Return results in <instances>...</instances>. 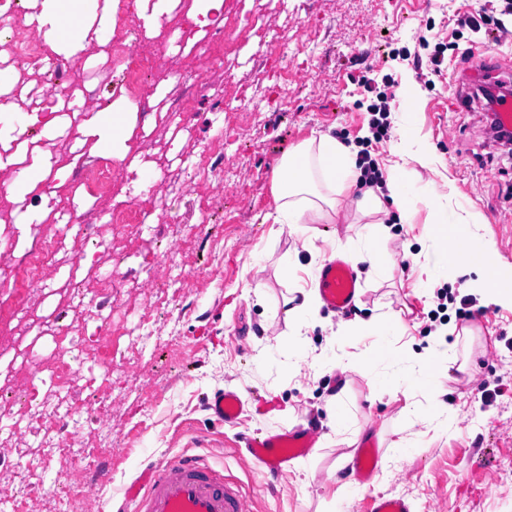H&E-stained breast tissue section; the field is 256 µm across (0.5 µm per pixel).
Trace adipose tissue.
Wrapping results in <instances>:
<instances>
[{"label": "adipose tissue", "mask_w": 512, "mask_h": 512, "mask_svg": "<svg viewBox=\"0 0 512 512\" xmlns=\"http://www.w3.org/2000/svg\"><path fill=\"white\" fill-rule=\"evenodd\" d=\"M390 152L396 161L386 168L384 187H367L360 181L361 172L350 147L328 136L320 137L317 146L301 145L277 167L273 184L275 206L267 213V220L293 232L312 217L334 220L346 199L361 194L359 213L366 225L355 256L369 262L372 274H383L387 263L375 252L373 244L390 234L382 216L384 207L392 205L399 223L404 224L412 204L398 178L399 162L411 159L427 168L432 165L426 151L412 150L405 141L392 143Z\"/></svg>", "instance_id": "1"}]
</instances>
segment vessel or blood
<instances>
[{"instance_id": "vessel-or-blood-1", "label": "vessel or blood", "mask_w": 512, "mask_h": 512, "mask_svg": "<svg viewBox=\"0 0 512 512\" xmlns=\"http://www.w3.org/2000/svg\"><path fill=\"white\" fill-rule=\"evenodd\" d=\"M490 126L512 131L511 98L496 102L490 114ZM317 287L328 310L349 309L358 291L352 261L344 257L326 261L318 273ZM206 407L215 420L232 424L242 412V401L236 392L224 390L207 399ZM314 437L313 429L298 425L249 437L246 443L267 475L276 477L291 461L311 452ZM379 460L378 442L362 443L361 454L355 461L359 483L372 479ZM118 512H249V509L238 486L209 463L207 453L200 452L163 461H144L138 477L127 488Z\"/></svg>"}]
</instances>
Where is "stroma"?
Instances as JSON below:
<instances>
[{
    "instance_id": "35a3bbf8",
    "label": "stroma",
    "mask_w": 512,
    "mask_h": 512,
    "mask_svg": "<svg viewBox=\"0 0 512 512\" xmlns=\"http://www.w3.org/2000/svg\"><path fill=\"white\" fill-rule=\"evenodd\" d=\"M60 0L64 47L43 53L38 64L10 68V83L43 85L59 59L84 63L67 83L66 97L82 108L59 109L58 138L29 134L0 144V272L9 270L27 246L31 225L19 224L26 198L36 201L41 223L65 234L67 263L45 272L46 287L31 292L27 313L0 323V414L14 410V397L36 385L54 357L50 331L72 326L69 350L75 371L112 374V404L80 391L76 418L48 411L53 430L71 433L75 449L95 448L90 467L110 465L96 486L56 492L48 512H116L145 459L191 454L205 446L212 461L235 480L255 512H359L368 494L407 499L413 512L437 506L443 512H512V487L502 496L487 491V478L512 462V299L490 301L499 279L512 276V148L485 136L487 108L471 96L466 73L477 54L493 44L494 82H512V15L503 0H222L224 44L211 46L194 22L206 0H136L132 22L144 28L138 49L155 52L157 66L146 83L145 111L125 104L119 71L106 68L111 43L98 40L103 16L117 13L116 0ZM156 15L153 25L144 16ZM277 30V50L259 68L255 35L262 21ZM445 44L441 74H419L415 56L429 57ZM327 73L323 90L303 76ZM224 92L228 108L255 111V125L224 132V177L234 194L198 222L205 246L167 251L162 214L180 212L175 191L184 161L211 138L217 116L199 97L181 121L170 120L174 87L198 79ZM94 87L96 102L84 104ZM415 112H408L406 88ZM391 94L392 111L407 112V124L391 122L385 140L371 151L387 164L390 143L412 137L444 165L451 201L468 204L479 217L472 225V261L451 252L428 256V239H446L448 226L435 222L425 202H415L410 221L396 225L375 250L388 261L384 278L356 263L361 293L349 318L385 317L370 336H342L340 314L320 309L304 327L288 324L284 302L291 289L312 287L330 257L353 255L363 233L353 205L335 222L303 225L315 249L302 250L295 236L264 223L274 208L272 182L283 156L326 134L348 146L368 136V107L378 93ZM117 122L122 130L112 194L100 199L76 189L75 167L105 156L97 126ZM31 174L25 192L13 183ZM137 189L144 221L112 229L114 208ZM95 213L90 234L65 231L73 205ZM169 256L174 277L218 270L204 290L183 304H165L144 287L148 272L141 251ZM119 283L112 295L115 326L149 318L153 334L143 348L121 337L116 355L97 341V324L73 296L74 287H96L105 277ZM482 289H474L476 281ZM449 288L448 333H436L429 313L436 293ZM470 304H460V297ZM342 369H335V362ZM419 363L420 375L403 386L398 366ZM221 390L244 395L249 404L236 423L217 422L204 407ZM343 391L340 406L330 398ZM316 424L312 454L297 458L278 478L257 469L240 452L244 433ZM368 435L382 449L371 484L351 481L337 460Z\"/></svg>"
}]
</instances>
